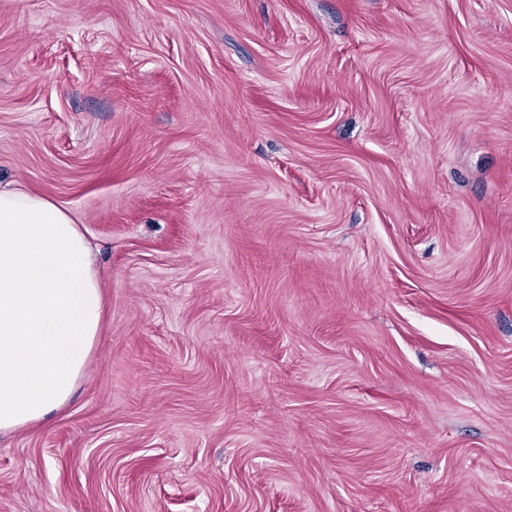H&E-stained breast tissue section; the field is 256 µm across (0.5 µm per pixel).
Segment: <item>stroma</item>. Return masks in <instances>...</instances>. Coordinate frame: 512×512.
<instances>
[{
	"label": "stroma",
	"mask_w": 512,
	"mask_h": 512,
	"mask_svg": "<svg viewBox=\"0 0 512 512\" xmlns=\"http://www.w3.org/2000/svg\"><path fill=\"white\" fill-rule=\"evenodd\" d=\"M0 186L107 300L0 512H512V0H0Z\"/></svg>",
	"instance_id": "1"
}]
</instances>
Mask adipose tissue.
<instances>
[{
    "mask_svg": "<svg viewBox=\"0 0 512 512\" xmlns=\"http://www.w3.org/2000/svg\"><path fill=\"white\" fill-rule=\"evenodd\" d=\"M104 297L69 212L0 189V432L45 420L74 394Z\"/></svg>",
    "mask_w": 512,
    "mask_h": 512,
    "instance_id": "obj_1",
    "label": "adipose tissue"
}]
</instances>
